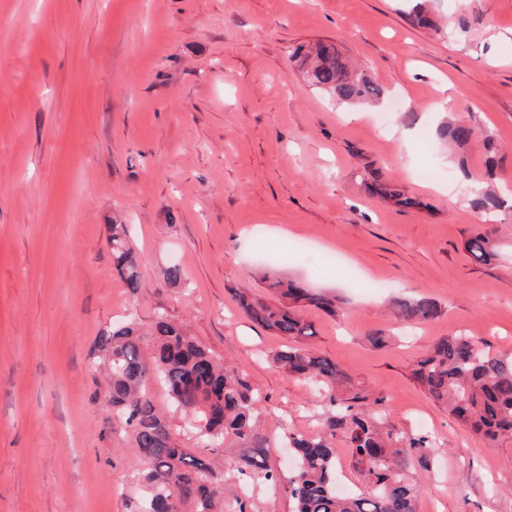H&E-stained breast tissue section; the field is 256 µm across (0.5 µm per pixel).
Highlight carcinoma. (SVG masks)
Listing matches in <instances>:
<instances>
[{
    "label": "carcinoma",
    "mask_w": 512,
    "mask_h": 512,
    "mask_svg": "<svg viewBox=\"0 0 512 512\" xmlns=\"http://www.w3.org/2000/svg\"><path fill=\"white\" fill-rule=\"evenodd\" d=\"M295 58L305 81L341 104H375L384 94L367 73L350 66L333 43L301 47ZM440 134L460 150L475 137L474 129L462 121L443 125ZM382 194L402 207L418 205L396 186L382 187ZM504 204L493 193H473L472 205L481 214L497 213ZM110 243L113 267L126 288L137 293L141 273L126 225H112ZM466 246L481 262L496 257L492 231L485 227L477 229ZM260 281L276 302L246 288L231 292L249 320L292 341L274 354V363L324 390L322 434L311 438L282 428L297 465L288 482L281 483L265 453L269 439L258 426L266 398L242 371L220 361L166 315H158L145 333L132 319L118 322L99 335L98 348L109 365L112 416L131 433L133 448L144 460L137 512H247V501L227 486L225 474L211 463L209 455L219 453L224 469L236 472L244 483L282 492L293 502V512H416L420 486L409 480L407 469L416 462L430 470L434 437H406L385 427L379 414L384 396L347 383L331 359L300 344V338L313 332L298 304L334 314L333 300L271 269ZM390 304L404 324H424L441 315V307L427 298L403 295L391 298ZM154 378L168 391L175 408L193 421L203 452L189 453L176 442L151 400L148 385ZM412 378L488 445L512 439V355L493 354L465 334L441 337L412 369ZM339 435L350 450L353 467L365 479L363 492L344 494L336 488Z\"/></svg>",
    "instance_id": "obj_1"
}]
</instances>
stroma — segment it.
Wrapping results in <instances>:
<instances>
[{
  "label": "stroma",
  "instance_id": "35a3bbf8",
  "mask_svg": "<svg viewBox=\"0 0 512 512\" xmlns=\"http://www.w3.org/2000/svg\"><path fill=\"white\" fill-rule=\"evenodd\" d=\"M0 0V512H136L142 458L106 406L97 338L127 318L187 323L267 403L270 464L293 461L281 427L314 436L320 394L272 364L284 337L243 316L232 290L287 243L282 276L335 296L307 307L302 344L383 394L387 419L437 446L417 512H512V441L472 437L413 381L441 337L512 354V210L492 223L503 256L471 258L485 178L512 193V0ZM337 42L385 90L353 121L308 87L291 52ZM457 116L464 151L438 135ZM427 141H420V130ZM419 200L404 208L376 183ZM126 224L143 286L112 268ZM179 265L180 286L164 271ZM382 281V290H368ZM408 293L441 315L401 336ZM390 343L372 346L373 333Z\"/></svg>",
  "mask_w": 512,
  "mask_h": 512
}]
</instances>
